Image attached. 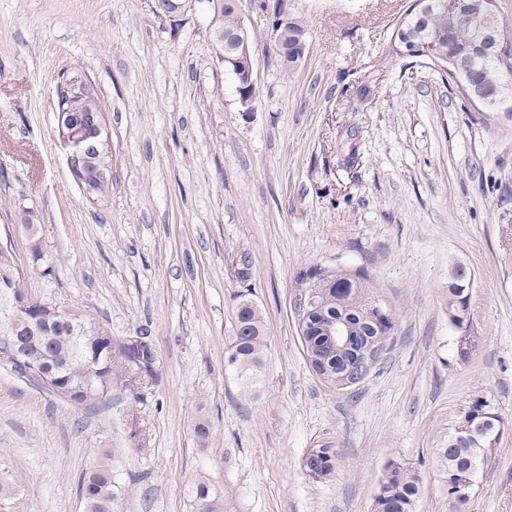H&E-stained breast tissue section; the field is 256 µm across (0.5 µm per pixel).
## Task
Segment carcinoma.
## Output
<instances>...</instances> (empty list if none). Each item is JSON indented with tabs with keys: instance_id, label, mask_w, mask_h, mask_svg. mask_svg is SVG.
<instances>
[{
	"instance_id": "carcinoma-1",
	"label": "carcinoma",
	"mask_w": 512,
	"mask_h": 512,
	"mask_svg": "<svg viewBox=\"0 0 512 512\" xmlns=\"http://www.w3.org/2000/svg\"><path fill=\"white\" fill-rule=\"evenodd\" d=\"M424 0L427 10L410 16L404 24L411 40L419 42L432 56L448 64L457 61L462 74L474 76L480 88L506 90L512 100V76L504 74L495 55L482 51L470 42L469 36L484 20L491 0ZM216 21L212 24V40L216 54L234 55L232 40L239 28L234 3L211 0ZM284 39L280 66L286 73L297 67L293 55L295 42L307 39V30L295 16L283 22ZM235 274L242 282L252 277L251 252L239 248L234 255ZM28 272L16 260L12 246L0 241V365L10 368L18 376L28 379L54 395H60L78 406L96 408L110 401L118 393L127 396L130 406L126 425L132 445L144 443L136 404L142 399L131 384L139 373L149 371L157 364L152 347L141 343L134 350L114 356L99 351V337L107 334L93 320L62 310L45 302L26 305L29 298L25 288ZM321 282L317 295L318 306L326 313L347 312L357 317L359 338L375 335L378 324L373 318L380 313L389 315L384 328L396 332L395 318L390 316V305L377 294L368 274L356 271L346 280L323 281L318 265L302 268L296 279V292L303 294L312 282ZM472 286L469 269L459 263L448 276V318L456 334V353L460 360L469 358L474 348V332L468 315ZM17 349L28 372L12 366L5 355ZM266 340L263 318L257 305L247 295H239L236 306V332L227 350V369L240 378L246 387L254 385L263 365ZM504 420L491 401L482 397L473 399L462 413L448 436L446 447L438 449L437 457L448 483L468 481L476 485L482 465L488 458L492 442L498 436ZM329 448H316L307 456L308 471L322 476L331 470ZM420 477L415 468L393 462L380 483L374 498V512H414L419 492ZM79 493L85 512H115L122 494L115 481L112 453L103 451V458L79 482ZM194 512H224V497L206 479L198 480L190 490Z\"/></svg>"
}]
</instances>
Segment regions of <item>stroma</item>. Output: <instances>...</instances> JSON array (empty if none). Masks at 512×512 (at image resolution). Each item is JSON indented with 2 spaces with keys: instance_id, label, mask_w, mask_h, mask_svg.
I'll return each mask as SVG.
<instances>
[{
  "instance_id": "35a3bbf8",
  "label": "stroma",
  "mask_w": 512,
  "mask_h": 512,
  "mask_svg": "<svg viewBox=\"0 0 512 512\" xmlns=\"http://www.w3.org/2000/svg\"><path fill=\"white\" fill-rule=\"evenodd\" d=\"M259 2L238 0L259 88L246 112L209 0L173 21L156 0H0V225L27 291L114 338L148 333L161 370L136 448L126 402L79 408L0 365V512H84L79 479L104 448L126 488L117 512H191L201 478L224 512H373L392 461L420 475L415 512H450L436 452L477 396L504 429L462 512H512V112L389 54L410 0H288L308 32L289 75ZM74 74L92 83L112 148V187L93 200L53 108ZM458 262L475 277L465 362L448 321ZM312 263L366 268L397 320L386 362L352 390L324 383L303 351L295 277ZM243 291L267 343L249 390L225 369ZM323 447L334 469L311 476L304 459Z\"/></svg>"
}]
</instances>
